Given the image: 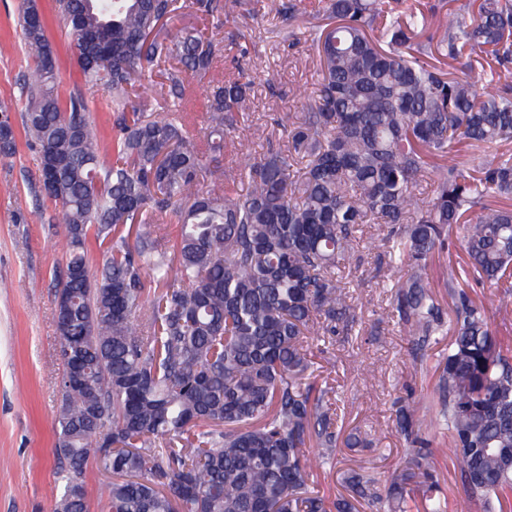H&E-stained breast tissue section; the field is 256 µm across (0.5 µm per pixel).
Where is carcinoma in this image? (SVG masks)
I'll return each instance as SVG.
<instances>
[{
  "label": "carcinoma",
  "instance_id": "1",
  "mask_svg": "<svg viewBox=\"0 0 512 512\" xmlns=\"http://www.w3.org/2000/svg\"><path fill=\"white\" fill-rule=\"evenodd\" d=\"M447 8L442 0H54L74 35L82 84L61 98L54 47L37 0L19 13L32 59L19 79L22 125L40 158L59 164L40 193L59 206L68 245L55 298L71 309L60 343L75 342L84 383L60 382L55 512H88L83 476L112 469L109 512H504L512 501V349L469 283L504 289L512 313V0ZM260 10L284 38L307 12L317 99L288 145L259 158L236 139L254 78L219 70L211 28L235 41V12ZM201 22L173 34L183 10ZM102 34L93 61L80 41ZM210 76L209 133L197 147L186 75ZM494 87L479 91L473 78ZM112 112L104 134L87 96ZM0 106V154L15 148ZM244 163L220 164L227 145ZM473 158L461 163L462 149ZM243 179L247 188L232 184ZM177 217L169 240L167 218ZM367 224L386 227L379 265L403 270L388 321L424 359L440 337L434 415L397 410L395 429L446 430L460 487L442 497L429 448L383 483L347 469V495L311 487L340 445L336 390L316 381L309 339L350 323L349 275ZM150 230H145V227ZM462 229L464 264L432 289V260ZM98 246L96 269L89 243Z\"/></svg>",
  "mask_w": 512,
  "mask_h": 512
}]
</instances>
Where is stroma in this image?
Segmentation results:
<instances>
[{
  "label": "stroma",
  "mask_w": 512,
  "mask_h": 512,
  "mask_svg": "<svg viewBox=\"0 0 512 512\" xmlns=\"http://www.w3.org/2000/svg\"><path fill=\"white\" fill-rule=\"evenodd\" d=\"M48 36L58 56L63 90L80 81L72 36L55 20L53 0H39ZM21 0H0V102L18 101V78L29 57L17 26ZM238 27L250 49L248 67L255 85L245 111L249 119L239 136L253 155L281 144L272 116L297 120L317 97L318 66L307 43L288 46L277 20L255 15ZM16 136L12 155H0V512H54L51 490L57 480L55 454L59 384L63 364L58 355L53 281L66 262L64 227L51 223L56 206L36 198L39 156L25 137L20 111L10 114ZM365 264L352 282L355 322L337 328L317 357L344 405V428L359 427L372 444L339 448L336 467L323 468L319 487L341 492L339 474L362 467L388 478L406 459L407 441L394 429L393 402L411 397L424 409L434 395L435 364L448 352L447 339L418 362L392 324L380 321L389 299V271H375L381 253L375 229L363 236Z\"/></svg>",
  "instance_id": "stroma-1"
}]
</instances>
